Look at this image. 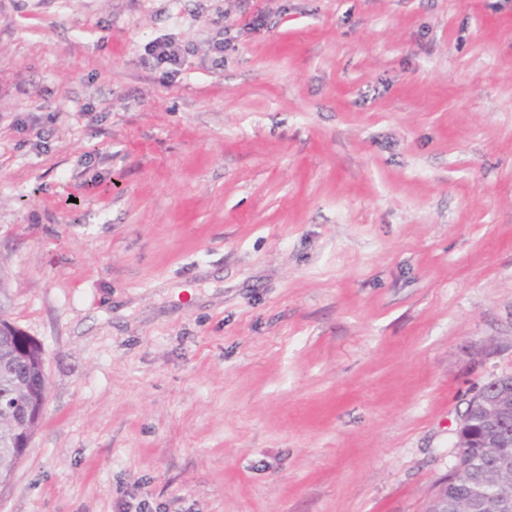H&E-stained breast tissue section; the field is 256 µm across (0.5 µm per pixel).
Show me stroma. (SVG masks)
<instances>
[{
	"label": "stroma",
	"mask_w": 512,
	"mask_h": 512,
	"mask_svg": "<svg viewBox=\"0 0 512 512\" xmlns=\"http://www.w3.org/2000/svg\"><path fill=\"white\" fill-rule=\"evenodd\" d=\"M0 285V512H429L512 375V0H0ZM189 50L169 38L155 39L144 47V59L153 66H170L171 71L166 73H177L184 64ZM0 328L14 329L20 334L9 336L10 345L4 350L0 343V483H8L25 454L42 419V405L47 398V381L39 378L44 368V354L40 344L2 318ZM45 374V368L43 370ZM30 379V381L27 379ZM38 381V383L36 382ZM22 413L24 414L22 416Z\"/></svg>",
	"instance_id": "obj_1"
}]
</instances>
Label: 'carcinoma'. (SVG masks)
I'll list each match as a JSON object with an SVG mask.
<instances>
[{
  "mask_svg": "<svg viewBox=\"0 0 512 512\" xmlns=\"http://www.w3.org/2000/svg\"><path fill=\"white\" fill-rule=\"evenodd\" d=\"M44 368L40 344L25 333L10 337L9 347L0 343V483L9 482L24 454L17 448L19 438L32 439L42 419V405L47 398V385L39 382ZM485 416L478 410L460 423V450L474 459L471 482L491 485L497 476L474 447L471 438L483 435Z\"/></svg>",
  "mask_w": 512,
  "mask_h": 512,
  "instance_id": "carcinoma-1",
  "label": "carcinoma"
}]
</instances>
